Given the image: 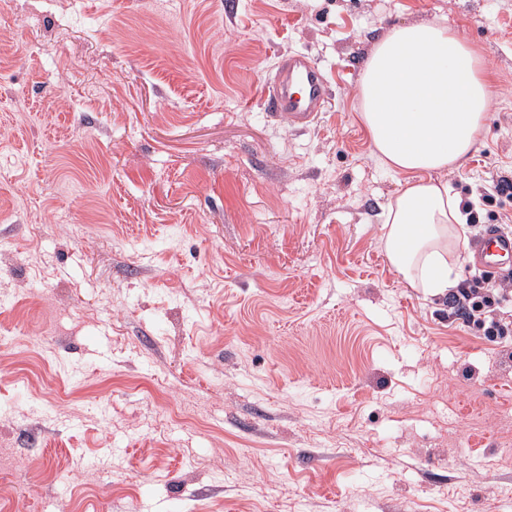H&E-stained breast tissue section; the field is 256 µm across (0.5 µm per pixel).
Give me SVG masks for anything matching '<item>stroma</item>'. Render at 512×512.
Returning a JSON list of instances; mask_svg holds the SVG:
<instances>
[{
  "label": "stroma",
  "mask_w": 512,
  "mask_h": 512,
  "mask_svg": "<svg viewBox=\"0 0 512 512\" xmlns=\"http://www.w3.org/2000/svg\"><path fill=\"white\" fill-rule=\"evenodd\" d=\"M492 106L442 172L512 225V0H0V468L7 512H512V345L391 267L405 181L357 83L421 20ZM330 81L306 129L263 84ZM268 113L304 129L314 123L328 103L324 73L304 54H288L278 63L264 95Z\"/></svg>",
  "instance_id": "obj_1"
}]
</instances>
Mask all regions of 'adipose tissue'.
I'll use <instances>...</instances> for the list:
<instances>
[{
  "label": "adipose tissue",
  "mask_w": 512,
  "mask_h": 512,
  "mask_svg": "<svg viewBox=\"0 0 512 512\" xmlns=\"http://www.w3.org/2000/svg\"><path fill=\"white\" fill-rule=\"evenodd\" d=\"M357 97L375 154L407 176L383 213L388 260L411 286L447 294L465 228L436 174L464 167L483 133L491 107L484 59L448 26H395L375 42Z\"/></svg>",
  "instance_id": "obj_1"
}]
</instances>
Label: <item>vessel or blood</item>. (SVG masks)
<instances>
[{
  "label": "vessel or blood",
  "instance_id": "obj_1",
  "mask_svg": "<svg viewBox=\"0 0 512 512\" xmlns=\"http://www.w3.org/2000/svg\"><path fill=\"white\" fill-rule=\"evenodd\" d=\"M264 98L271 117L304 129L318 119L328 103L327 79L306 55L289 54L280 59ZM474 251L480 267L497 269L512 258V232L490 228L475 243Z\"/></svg>",
  "mask_w": 512,
  "mask_h": 512
}]
</instances>
